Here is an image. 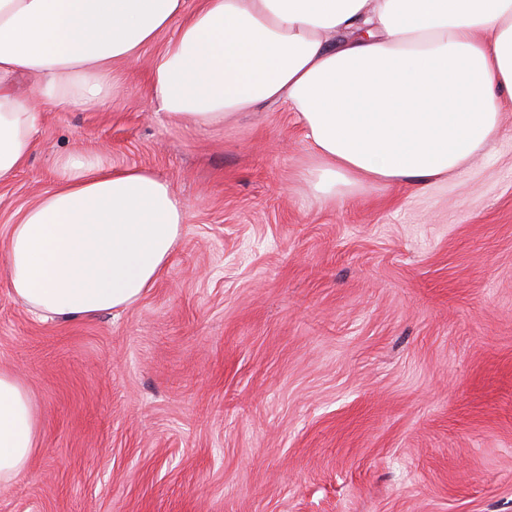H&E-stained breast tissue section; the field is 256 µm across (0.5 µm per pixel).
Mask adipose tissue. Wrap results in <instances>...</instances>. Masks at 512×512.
Returning <instances> with one entry per match:
<instances>
[{
	"label": "adipose tissue",
	"mask_w": 512,
	"mask_h": 512,
	"mask_svg": "<svg viewBox=\"0 0 512 512\" xmlns=\"http://www.w3.org/2000/svg\"><path fill=\"white\" fill-rule=\"evenodd\" d=\"M168 29L150 67L156 110L206 130L286 103L319 196L464 173L512 97V0H0V180L29 159L44 107L102 105ZM58 170L11 227L13 294L44 320L121 312L166 270L187 207L144 167L72 154ZM40 429L28 388L0 370V485L27 472Z\"/></svg>",
	"instance_id": "1"
}]
</instances>
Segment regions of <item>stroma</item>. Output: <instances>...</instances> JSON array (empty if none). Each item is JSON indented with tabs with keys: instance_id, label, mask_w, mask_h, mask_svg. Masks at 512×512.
<instances>
[{
	"instance_id": "35a3bbf8",
	"label": "stroma",
	"mask_w": 512,
	"mask_h": 512,
	"mask_svg": "<svg viewBox=\"0 0 512 512\" xmlns=\"http://www.w3.org/2000/svg\"><path fill=\"white\" fill-rule=\"evenodd\" d=\"M172 36L101 106L47 110L0 182V369L41 416L0 512H512V112L460 177L318 199L285 106L155 111ZM74 152L153 170L187 222L137 304L41 321L7 231Z\"/></svg>"
}]
</instances>
